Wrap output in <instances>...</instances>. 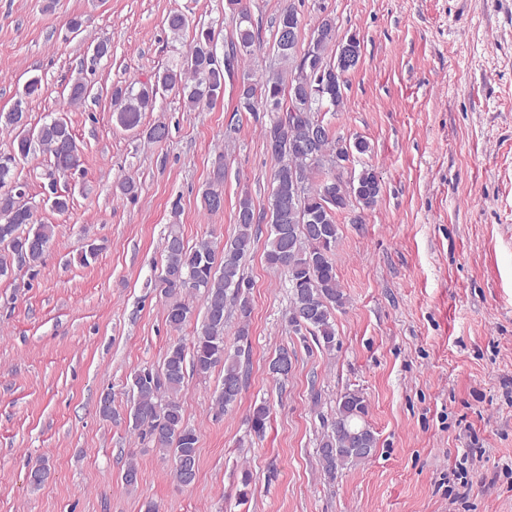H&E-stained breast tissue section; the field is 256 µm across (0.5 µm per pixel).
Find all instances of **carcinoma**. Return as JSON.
<instances>
[{
  "label": "carcinoma",
  "mask_w": 512,
  "mask_h": 512,
  "mask_svg": "<svg viewBox=\"0 0 512 512\" xmlns=\"http://www.w3.org/2000/svg\"><path fill=\"white\" fill-rule=\"evenodd\" d=\"M228 2L238 20L237 40L232 43L233 49L224 53L229 67L216 62L211 31L199 30L182 67L158 72L151 83L112 87V109L122 127L137 128L142 113L154 110L161 91L180 94L190 108L211 105L223 97L225 77L235 75L242 57L261 45L247 2ZM298 25L293 7H285L273 33V48L281 67L256 80L244 79L238 86L236 111L280 113L265 127L264 139L280 145L272 174L271 200L288 203V219H283L276 205H271L268 223L272 230L265 260L287 277L288 325L296 333H311L331 351L336 346L334 311L346 305L336 274V215L353 204L363 210L372 208L381 194L382 183L371 166L362 167L347 183L334 174L321 176L325 168H336L370 149L362 138L349 142L334 136L319 118L325 107L335 112L343 110L346 76L359 65L361 41L355 34L338 38L335 22L324 18L316 28V46H307L298 58L296 46L282 44L284 31L290 26L296 30ZM348 42L355 48L356 62L340 67L331 52ZM41 90V78L29 79L14 106L0 112V127L14 133L12 150L0 153V246L5 250L0 254V276L11 271L14 261L30 270L38 267L53 236V225L36 223L32 208L20 204L16 195L20 185L17 159L39 151L48 158L51 172L64 177L74 174L81 165L75 134L64 118H54L34 128L5 120L14 112L26 114L23 101L40 95ZM89 95L88 84L79 79L70 84L67 100L71 106H80ZM313 139L317 140L318 158L308 163L298 151ZM223 184L224 155L220 154L201 194V204L210 213L224 207L222 202H213L216 197L224 198ZM49 190L52 209L68 211L70 197L58 193L56 180L50 181ZM236 224V235L220 248L209 241L188 246L176 221L167 226L162 242L165 267L154 287L164 299L166 323L175 330L186 325L194 315L188 297L201 293L205 299L203 325L191 347L180 341L168 346L161 368L134 373L132 389L136 398L128 414V428L149 438L154 448L172 453L178 482L181 462L187 460L199 467L198 434L185 422L180 400L187 369L207 375L218 366L223 368L221 388L215 398L222 411L235 406L245 383L242 356L249 343L251 306L244 295L241 267L253 249L255 225L254 206L247 195L238 200ZM234 312L238 318V345L231 349L226 344L224 328ZM366 414L367 402L360 391H346L337 398L330 430L319 442V456L329 476L358 465L376 451L377 438L365 421ZM270 416L266 402L253 406L248 416L250 430L258 437L263 435Z\"/></svg>",
  "instance_id": "1"
}]
</instances>
